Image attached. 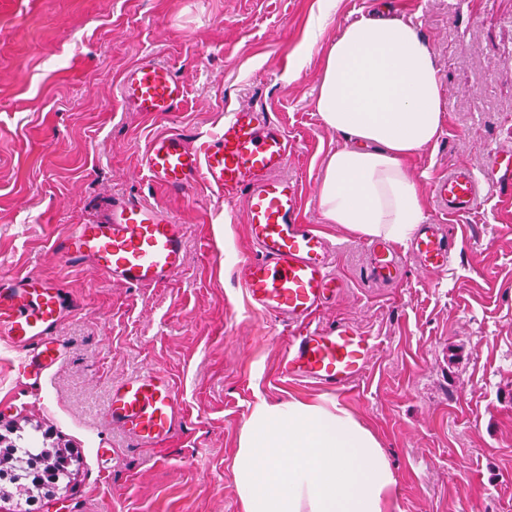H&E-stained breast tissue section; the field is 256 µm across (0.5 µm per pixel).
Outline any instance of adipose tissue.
I'll return each instance as SVG.
<instances>
[{
  "mask_svg": "<svg viewBox=\"0 0 512 512\" xmlns=\"http://www.w3.org/2000/svg\"><path fill=\"white\" fill-rule=\"evenodd\" d=\"M446 89L413 20L380 0L325 51L315 108L344 138L319 188L327 223L401 245L424 221L406 162L439 137ZM242 512H399L398 477L377 436L338 402H259L239 434Z\"/></svg>",
  "mask_w": 512,
  "mask_h": 512,
  "instance_id": "ef3b65f1",
  "label": "adipose tissue"
}]
</instances>
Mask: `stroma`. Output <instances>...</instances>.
<instances>
[{"mask_svg":"<svg viewBox=\"0 0 512 512\" xmlns=\"http://www.w3.org/2000/svg\"><path fill=\"white\" fill-rule=\"evenodd\" d=\"M390 5L431 44L448 92L440 136L408 167L426 219L453 245L438 273L397 246L394 284L373 277L371 240L325 223L318 201L325 159L342 144L314 109L322 52L372 0H335L328 12L320 0H0V266L58 280L72 304L62 360L43 375L18 379L16 352L0 344V434L72 454L68 479L37 491L36 512H240L232 464L254 405L326 395L282 375L291 330L246 303L244 200L173 195L141 167L154 134L214 132L247 105L285 129L301 221L333 246L341 288L321 321L379 341L335 398L379 439L400 512H512V197L483 185L476 209L457 217L430 191L512 149V0ZM146 56L186 87L163 118L117 95ZM123 194L176 215L180 275L135 287L56 262L70 226L101 219ZM150 369L175 386L183 415L158 446L105 417L111 383Z\"/></svg>","mask_w":512,"mask_h":512,"instance_id":"35a3bbf8","label":"stroma"}]
</instances>
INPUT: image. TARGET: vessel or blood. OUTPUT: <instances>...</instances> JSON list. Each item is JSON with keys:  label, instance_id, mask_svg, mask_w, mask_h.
I'll use <instances>...</instances> for the list:
<instances>
[{"label": "vessel or blood", "instance_id": "b4317fda", "mask_svg": "<svg viewBox=\"0 0 512 512\" xmlns=\"http://www.w3.org/2000/svg\"><path fill=\"white\" fill-rule=\"evenodd\" d=\"M175 70L152 58L129 67L119 94L136 111L166 116L185 97ZM292 143L269 113L247 106L226 113L214 134L189 140L181 133L156 134L147 144L142 166L165 191L190 196L206 188L232 203L246 200L247 234L253 247L243 259L240 279L249 305L279 322L299 326L285 355V376L344 389L366 369L373 339L354 325H311V318L339 290L330 244L313 225L302 223L298 185L284 170ZM507 151L494 154L483 176L457 167L432 191L449 214L466 216L479 203L482 183L512 193V164ZM409 249L428 272L446 269L452 250L440 224H421ZM377 280L400 279L391 246L374 243ZM64 265L88 261L103 276L130 285L156 284L177 276L185 260L183 226L165 206L134 196L112 200L103 221L75 224L53 248ZM70 306L60 284L30 273L0 275V341L25 351L39 369L61 357L58 326ZM105 416L143 444H159L181 424L178 395L169 379L155 370L114 382Z\"/></svg>", "mask_w": 512, "mask_h": 512}]
</instances>
